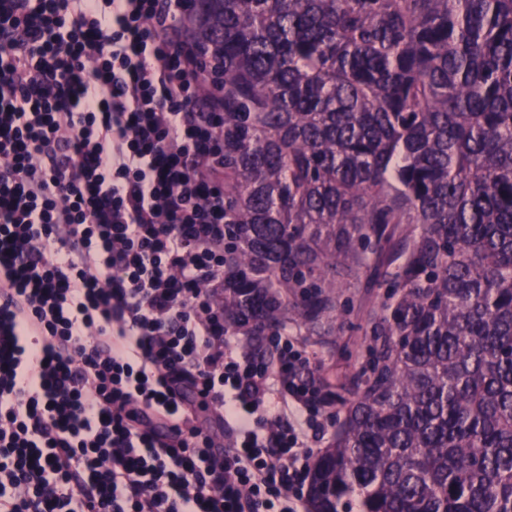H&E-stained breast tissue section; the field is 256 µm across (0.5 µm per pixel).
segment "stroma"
Segmentation results:
<instances>
[{
    "instance_id": "35a3bbf8",
    "label": "stroma",
    "mask_w": 512,
    "mask_h": 512,
    "mask_svg": "<svg viewBox=\"0 0 512 512\" xmlns=\"http://www.w3.org/2000/svg\"><path fill=\"white\" fill-rule=\"evenodd\" d=\"M380 264V259H371L341 289L334 320L326 321L322 328L315 329L297 319L288 322L285 328L286 333L293 338L295 348L310 358L309 376L322 397L319 417L326 424V434L310 437L308 451L311 458H318L333 439L337 424L336 401L342 394L340 381L353 377L362 365L369 342L363 329L380 293L377 286Z\"/></svg>"
}]
</instances>
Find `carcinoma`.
<instances>
[{
  "instance_id": "obj_1",
  "label": "carcinoma",
  "mask_w": 512,
  "mask_h": 512,
  "mask_svg": "<svg viewBox=\"0 0 512 512\" xmlns=\"http://www.w3.org/2000/svg\"><path fill=\"white\" fill-rule=\"evenodd\" d=\"M224 90V327L387 256L311 512H512V0H190Z\"/></svg>"
}]
</instances>
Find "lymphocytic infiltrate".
I'll list each match as a JSON object with an SVG mask.
<instances>
[{
    "instance_id": "lymphocytic-infiltrate-1",
    "label": "lymphocytic infiltrate",
    "mask_w": 512,
    "mask_h": 512,
    "mask_svg": "<svg viewBox=\"0 0 512 512\" xmlns=\"http://www.w3.org/2000/svg\"><path fill=\"white\" fill-rule=\"evenodd\" d=\"M184 11L0 0V512L303 506L319 390L290 337L224 328V101Z\"/></svg>"
}]
</instances>
